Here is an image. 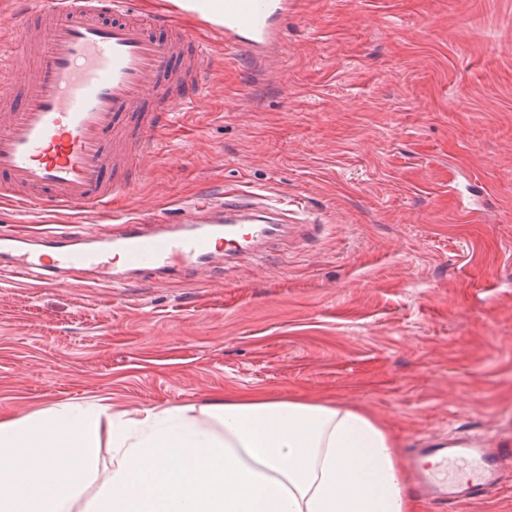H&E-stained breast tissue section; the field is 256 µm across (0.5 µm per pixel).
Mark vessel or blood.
<instances>
[{
	"instance_id": "1",
	"label": "vessel or blood",
	"mask_w": 512,
	"mask_h": 512,
	"mask_svg": "<svg viewBox=\"0 0 512 512\" xmlns=\"http://www.w3.org/2000/svg\"><path fill=\"white\" fill-rule=\"evenodd\" d=\"M169 13L137 16L130 0H23L0 19L13 56L0 54V178L8 201L48 212L104 211L123 181L158 147L155 114L174 115L203 87L204 53L172 14L199 17L224 36V48L250 56L298 12V0H169ZM27 63L15 70L14 56ZM311 225L292 224L287 209L264 195L205 192L182 203L175 220L146 225L131 213L118 219L110 248L57 235L41 249L30 240L7 243L11 280L37 276L58 284L64 270H96L113 287L151 269H172L180 258L194 270L224 268L244 251L263 256L266 245L301 239ZM121 255L119 267L107 261ZM512 441L493 434L480 447L426 443L410 463L417 490L454 504L483 500L497 482Z\"/></svg>"
}]
</instances>
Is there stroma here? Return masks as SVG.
Here are the masks:
<instances>
[{"mask_svg": "<svg viewBox=\"0 0 512 512\" xmlns=\"http://www.w3.org/2000/svg\"><path fill=\"white\" fill-rule=\"evenodd\" d=\"M302 2L250 61L178 18L205 90L110 215L59 229L208 190L301 200L320 229L209 282L0 281V417L259 393L368 409L403 453L512 437V0Z\"/></svg>", "mask_w": 512, "mask_h": 512, "instance_id": "obj_1", "label": "stroma"}]
</instances>
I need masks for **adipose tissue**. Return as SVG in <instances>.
<instances>
[{"mask_svg":"<svg viewBox=\"0 0 512 512\" xmlns=\"http://www.w3.org/2000/svg\"><path fill=\"white\" fill-rule=\"evenodd\" d=\"M108 439L87 512H416L389 428L362 408L236 395L113 413L70 403L0 419V512H72ZM112 465V448L109 447L107 439L104 438L102 439L101 446L98 450L97 478L87 488L82 499L75 504L73 512H83L82 510L84 509L86 503L96 495L103 483L109 478L112 472Z\"/></svg>","mask_w":512,"mask_h":512,"instance_id":"adipose-tissue-1","label":"adipose tissue"}]
</instances>
